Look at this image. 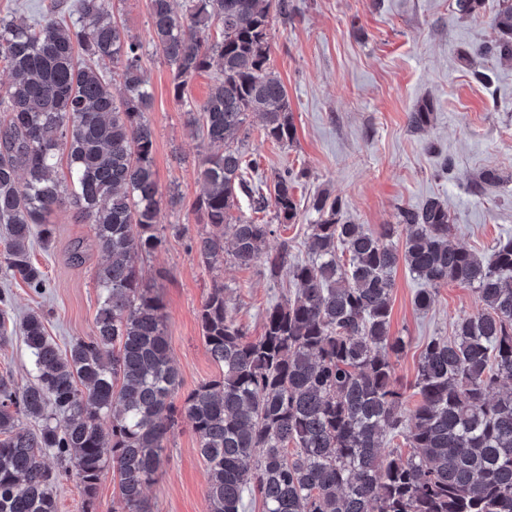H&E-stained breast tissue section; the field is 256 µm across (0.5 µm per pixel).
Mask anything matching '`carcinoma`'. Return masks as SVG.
Returning <instances> with one entry per match:
<instances>
[{"label": "carcinoma", "instance_id": "1", "mask_svg": "<svg viewBox=\"0 0 512 512\" xmlns=\"http://www.w3.org/2000/svg\"><path fill=\"white\" fill-rule=\"evenodd\" d=\"M503 2L493 18L500 37L478 53L511 60L512 0ZM288 11V0H150L151 39L171 68L173 97L184 100L191 79L220 70L204 103L187 110L214 147L194 203L206 230L188 249L211 272L228 257L296 286L266 308L264 332L252 339L228 288L214 282L199 321L219 374L179 408L164 304L136 266L163 243L141 45L120 30L110 0H78L74 19L54 6L41 23L0 19V68L11 77L0 86V277L36 294L47 286L32 250L48 247L49 217L67 204L105 255L89 336L63 351L42 312L23 318L30 379L20 387L0 375V512H57V488L70 477L82 487V512H97L109 467L120 512H152L145 491L179 418L206 464L208 512H246L247 494L263 512H512V234L485 259L449 242L440 200L401 207L398 223L375 232L319 192L309 200L317 218L308 257L291 260L288 242L268 248L273 225L231 215L242 196L255 212L273 207L280 224L298 215L304 172L285 167L270 185H254L239 147L252 114L264 139L295 140L285 86L269 66L271 20ZM100 61L117 68L121 100ZM431 116L418 107L408 127L420 132ZM62 153L66 178L57 176ZM401 264L421 282L418 308L450 281L472 287L481 304L454 335L428 338L407 389L391 360L406 341L389 334ZM399 436L405 448L384 450ZM48 454L65 467L50 469Z\"/></svg>", "mask_w": 512, "mask_h": 512}]
</instances>
